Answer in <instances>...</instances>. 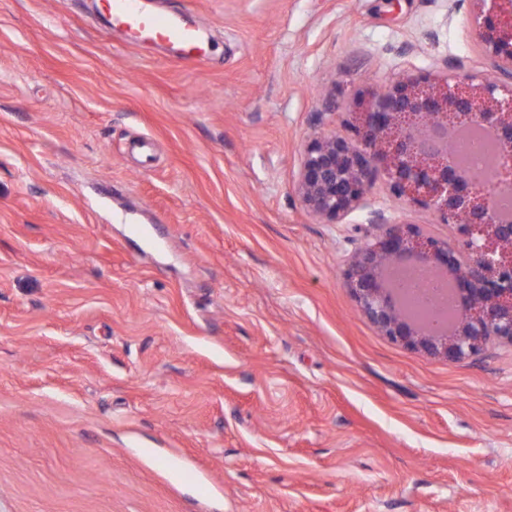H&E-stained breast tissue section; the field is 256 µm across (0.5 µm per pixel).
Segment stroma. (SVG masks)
<instances>
[{"label":"stroma","instance_id":"obj_1","mask_svg":"<svg viewBox=\"0 0 512 512\" xmlns=\"http://www.w3.org/2000/svg\"><path fill=\"white\" fill-rule=\"evenodd\" d=\"M0 0V512H512V348L449 362L358 311L304 146L402 74L486 69L471 0ZM94 8L108 26L125 31L132 41L166 44L185 62L205 57L204 35L187 14L146 11L140 0H95Z\"/></svg>","mask_w":512,"mask_h":512}]
</instances>
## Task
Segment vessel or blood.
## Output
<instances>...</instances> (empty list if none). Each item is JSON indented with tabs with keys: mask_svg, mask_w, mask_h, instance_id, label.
<instances>
[{
	"mask_svg": "<svg viewBox=\"0 0 512 512\" xmlns=\"http://www.w3.org/2000/svg\"><path fill=\"white\" fill-rule=\"evenodd\" d=\"M95 10L108 26L125 31L132 41L166 44L191 63L202 61L206 54L204 35L188 15L150 12L140 0H95Z\"/></svg>",
	"mask_w": 512,
	"mask_h": 512,
	"instance_id": "vessel-or-blood-1",
	"label": "vessel or blood"
}]
</instances>
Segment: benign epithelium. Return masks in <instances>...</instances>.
<instances>
[{"instance_id":"obj_1","label":"benign epithelium","mask_w":512,"mask_h":512,"mask_svg":"<svg viewBox=\"0 0 512 512\" xmlns=\"http://www.w3.org/2000/svg\"><path fill=\"white\" fill-rule=\"evenodd\" d=\"M479 49L492 72L463 67L406 76L368 97L304 147L296 192L328 224H339L370 194L382 173L391 195L436 215L451 242L380 215L377 229L349 257L346 281L359 311L393 342L462 361L494 343L512 346V216L495 198L512 192V0H475ZM482 123L497 133L490 175L479 179L448 164V131ZM428 266L449 277L455 309L432 330L412 317L392 273Z\"/></svg>"}]
</instances>
